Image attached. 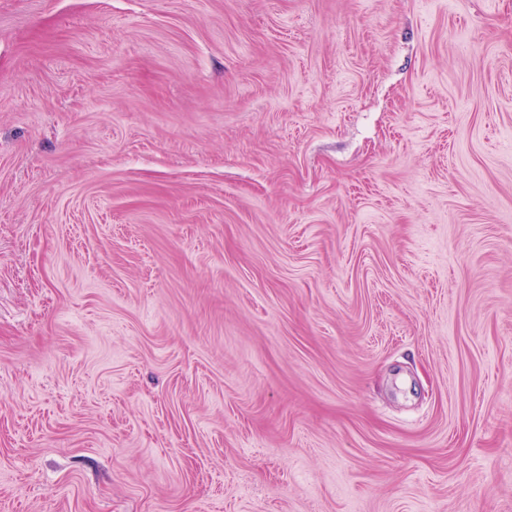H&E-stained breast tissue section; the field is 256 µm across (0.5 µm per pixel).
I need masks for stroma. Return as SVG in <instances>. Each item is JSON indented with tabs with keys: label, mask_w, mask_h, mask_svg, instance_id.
Instances as JSON below:
<instances>
[{
	"label": "stroma",
	"mask_w": 512,
	"mask_h": 512,
	"mask_svg": "<svg viewBox=\"0 0 512 512\" xmlns=\"http://www.w3.org/2000/svg\"><path fill=\"white\" fill-rule=\"evenodd\" d=\"M0 512H512V0H0Z\"/></svg>",
	"instance_id": "obj_1"
}]
</instances>
